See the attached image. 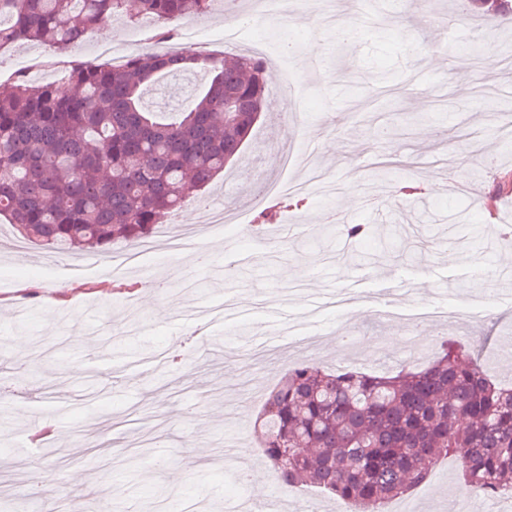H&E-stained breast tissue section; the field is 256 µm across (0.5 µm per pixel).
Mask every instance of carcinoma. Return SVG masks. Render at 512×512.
<instances>
[{"mask_svg":"<svg viewBox=\"0 0 512 512\" xmlns=\"http://www.w3.org/2000/svg\"><path fill=\"white\" fill-rule=\"evenodd\" d=\"M157 22L203 15L214 0H137ZM127 0H0V49L37 41L63 51L125 16ZM200 69L183 110L145 102L155 75ZM68 89L20 73L0 90V216L26 240L71 249L149 238L236 160L265 93L264 62L174 48L118 65L66 62ZM265 458L286 486L311 485L351 512H381L443 456L465 486L512 496V386L474 347L446 341L421 369L326 370L304 360L256 419Z\"/></svg>","mask_w":512,"mask_h":512,"instance_id":"cac0c4a2","label":"carcinoma"}]
</instances>
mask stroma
I'll return each mask as SVG.
<instances>
[{
  "instance_id": "stroma-1",
  "label": "stroma",
  "mask_w": 512,
  "mask_h": 512,
  "mask_svg": "<svg viewBox=\"0 0 512 512\" xmlns=\"http://www.w3.org/2000/svg\"><path fill=\"white\" fill-rule=\"evenodd\" d=\"M430 8L451 21L450 41L471 44L478 56L512 58V12L485 13L471 0H428ZM249 18V33L225 48L212 43L209 53L231 55L270 52L297 41L285 60L269 61L267 99L283 102V112H262L240 161L223 177L186 201L166 224L216 207L230 213L254 209L260 188L281 174L302 178L303 162L316 156L339 185L332 194L313 191L298 211L310 232L301 238L253 239L245 223L203 225L200 246L212 259L201 269L192 253L173 256L155 233L156 250L144 262L169 288L146 294L112 292L115 284L138 280L135 271L105 273L109 253L59 251L21 238L0 218V503L7 512H44L47 504L30 502L32 483L49 492L55 512H76L80 501L103 495L121 499L125 512H149L157 486L175 496L179 512L201 508L222 512L225 504L253 500L250 486L237 476L261 470L266 490L279 484L263 457L256 417L269 387L287 364L252 362L249 351L265 344L269 331L288 323L305 333L322 329L318 347L307 357L320 366L341 369L377 353L380 369L407 362L424 364L444 340L480 337L487 370L512 382V363L499 362L500 329L512 325V298L493 291L498 260L512 255V239L502 240L496 224L512 225V195L494 196L504 175H512V138L503 127L512 122V91L507 72L484 74L469 57L433 41L418 0H381L377 14L360 27L357 38L334 54L336 32L313 21L303 10L271 16L256 14L253 0L213 9L189 23L213 31ZM145 23L119 20L93 30L84 41L57 54L36 42L22 41L0 51V82L13 78L21 63L55 65L49 78L63 85L57 63L72 59L100 61L101 47H118L147 38ZM321 39L328 70L320 75L307 57L310 39ZM304 76L299 98L281 87V64ZM207 81L202 71L160 77L146 102L165 95L184 107ZM493 147L496 165L474 161L472 134ZM302 163L283 170L282 155ZM395 164L386 180H377V164ZM452 171L455 188L431 192L417 208L428 222L411 220L410 202L395 196L396 183ZM337 213L349 224L369 225V236L348 242L328 231L319 217ZM301 268L299 288L289 291L279 279L281 266ZM66 293H58L59 283ZM391 301L392 320L367 317L368 297ZM56 299L53 321H46L44 298ZM133 302L139 323L124 334L111 324ZM170 307L155 321L151 302ZM445 307L452 322L419 318L422 309ZM42 344L53 360L42 364L13 349L14 337ZM86 367L73 378L69 368ZM232 412L239 441L237 458L224 454V414ZM166 438L169 460L152 465V451L138 445L133 423ZM470 494L474 512H512L511 497L466 492L458 461L441 458L427 480L405 498L384 504L401 512L405 504L425 512H452L453 501Z\"/></svg>"
}]
</instances>
